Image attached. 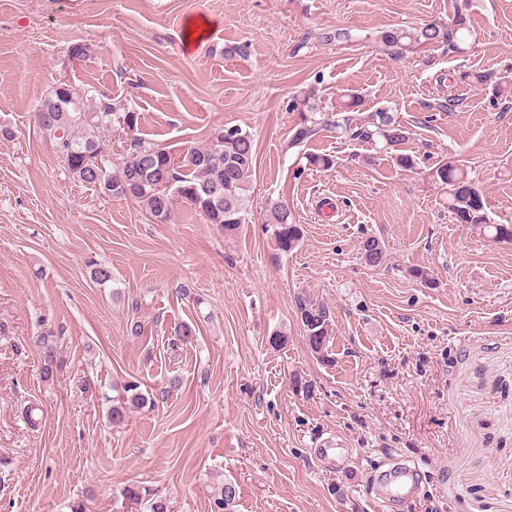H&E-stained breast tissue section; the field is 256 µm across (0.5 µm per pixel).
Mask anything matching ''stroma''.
Wrapping results in <instances>:
<instances>
[{
    "label": "stroma",
    "instance_id": "1",
    "mask_svg": "<svg viewBox=\"0 0 512 512\" xmlns=\"http://www.w3.org/2000/svg\"><path fill=\"white\" fill-rule=\"evenodd\" d=\"M198 15L211 26L180 51ZM459 16L455 53L397 59L378 39ZM486 73L512 88V0H0V512H141L127 487L211 512L223 480L231 512H388L371 487L396 457L425 474L407 512H512V243L458 223L429 177L463 165L491 221L512 224V96L490 105L472 80ZM63 82L140 112L109 134L116 163L135 137L177 158L215 127L249 131L238 232L181 203L162 223L75 182L33 121ZM309 87L329 116L360 91V126L388 109L416 167L330 126L294 143L303 115L289 103ZM451 95L453 111H435ZM312 153L335 166L307 169ZM271 198L303 229L286 254L266 231ZM97 263L110 282L93 279ZM304 293L331 312L324 359L297 316ZM47 328L49 380L33 342ZM131 379L155 402L117 426ZM336 436L352 457L317 461Z\"/></svg>",
    "mask_w": 512,
    "mask_h": 512
}]
</instances>
